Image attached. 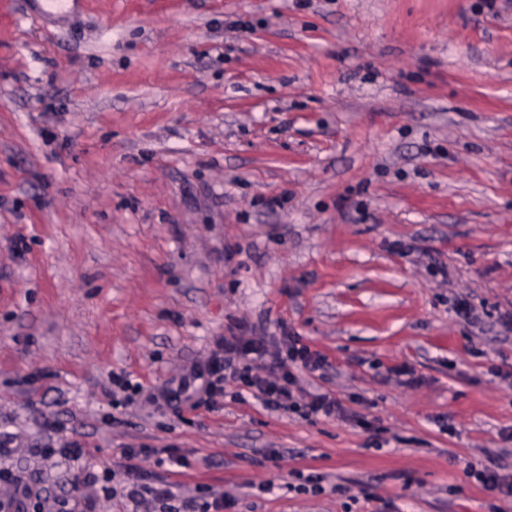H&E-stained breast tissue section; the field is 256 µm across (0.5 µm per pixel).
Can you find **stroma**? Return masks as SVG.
<instances>
[{
    "label": "stroma",
    "mask_w": 512,
    "mask_h": 512,
    "mask_svg": "<svg viewBox=\"0 0 512 512\" xmlns=\"http://www.w3.org/2000/svg\"><path fill=\"white\" fill-rule=\"evenodd\" d=\"M511 313L512 0H0V469L69 493L49 420L94 512L170 445L224 512H512ZM286 334L344 417L151 403ZM55 446L46 448H39V453L44 459H49L58 456L69 462H79L83 457V448L78 441H63L58 442ZM157 467L168 465L172 474L182 473L191 467L187 455L180 453L178 448H124L120 452V459L112 462V476L118 470L124 469L127 473L145 471L143 463H151ZM184 469V470H182ZM465 473L468 477H474L489 491L512 497V473L503 474L497 469L473 462L466 465Z\"/></svg>",
    "instance_id": "stroma-1"
}]
</instances>
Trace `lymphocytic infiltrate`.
Returning <instances> with one entry per match:
<instances>
[{"label":"lymphocytic infiltrate","instance_id":"1","mask_svg":"<svg viewBox=\"0 0 512 512\" xmlns=\"http://www.w3.org/2000/svg\"><path fill=\"white\" fill-rule=\"evenodd\" d=\"M323 365V357L297 336L279 341L263 336H227L216 341L205 361L191 366L189 374L191 380H198V387L181 383L178 389L168 391L166 399L193 408L204 404L217 409L226 384L235 383L268 411L299 410L307 417H329L341 410L336 398L327 393L307 395L296 376L297 370L314 371ZM148 462L169 466L176 473L191 466L187 455L176 448H125L115 466L139 473ZM130 495L150 496L153 512H224L223 494L208 486L200 488L198 496L185 498L171 482L136 484ZM80 506L78 497L60 500L52 496L49 488L32 490L20 484L11 471H0V512H80Z\"/></svg>","mask_w":512,"mask_h":512}]
</instances>
